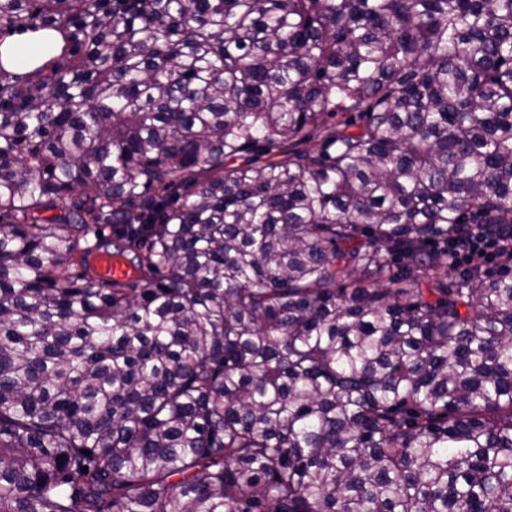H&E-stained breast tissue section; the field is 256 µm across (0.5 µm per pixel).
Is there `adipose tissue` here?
Returning <instances> with one entry per match:
<instances>
[{
    "mask_svg": "<svg viewBox=\"0 0 512 512\" xmlns=\"http://www.w3.org/2000/svg\"><path fill=\"white\" fill-rule=\"evenodd\" d=\"M65 38L55 29L14 32L0 37V67L14 73L33 71L58 57Z\"/></svg>",
    "mask_w": 512,
    "mask_h": 512,
    "instance_id": "ef3b65f1",
    "label": "adipose tissue"
}]
</instances>
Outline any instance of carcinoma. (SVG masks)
<instances>
[{"label": "carcinoma", "mask_w": 512, "mask_h": 512, "mask_svg": "<svg viewBox=\"0 0 512 512\" xmlns=\"http://www.w3.org/2000/svg\"><path fill=\"white\" fill-rule=\"evenodd\" d=\"M44 28L0 71V512H512V0H0ZM65 38L56 29L13 32L0 38V65L9 72L34 71L61 54ZM465 234L453 257L458 266L479 264L484 268L497 267L500 264L501 240L491 235L484 225L460 224Z\"/></svg>", "instance_id": "cac0c4a2"}]
</instances>
